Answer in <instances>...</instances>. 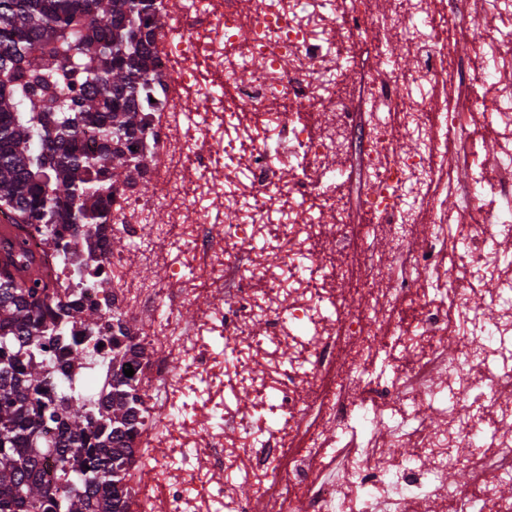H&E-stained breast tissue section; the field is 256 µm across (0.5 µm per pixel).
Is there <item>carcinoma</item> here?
Here are the masks:
<instances>
[{
	"label": "carcinoma",
	"instance_id": "cac0c4a2",
	"mask_svg": "<svg viewBox=\"0 0 512 512\" xmlns=\"http://www.w3.org/2000/svg\"><path fill=\"white\" fill-rule=\"evenodd\" d=\"M149 26L138 0H0V208L26 224L103 219L99 191L129 167ZM74 60L90 92L60 101L50 88L74 77ZM86 131L102 140L94 157L76 151ZM66 308L58 293L0 279V512H125L122 473L144 395L117 372L99 424L77 400L51 437V377L20 360ZM50 450L64 477L55 489L40 467Z\"/></svg>",
	"mask_w": 512,
	"mask_h": 512
}]
</instances>
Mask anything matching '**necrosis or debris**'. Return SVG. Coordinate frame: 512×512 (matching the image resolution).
Instances as JSON below:
<instances>
[{"label":"necrosis or debris","instance_id":"1","mask_svg":"<svg viewBox=\"0 0 512 512\" xmlns=\"http://www.w3.org/2000/svg\"><path fill=\"white\" fill-rule=\"evenodd\" d=\"M336 3L329 10L324 0H148L146 14L158 24L148 91L135 100L140 129L129 140L138 172L108 188V223L77 231L38 224L31 231L47 280L64 288L69 301L98 312L91 329L77 314L64 317L49 348L32 355L59 380L55 407L66 412L75 397L90 409L108 402L116 350L134 369L132 384H150L159 394L145 400L131 440L133 460L123 478L130 512H208L214 486L243 465L256 496L226 498L225 512H348L335 478L310 480L311 450L326 428L353 420L365 428L376 425V414L357 404L364 392L387 401L404 394L432 401L442 394L471 397L478 409L470 415L448 407L439 431L410 434L426 466L388 471L376 465L372 448L347 456L342 470L358 489L360 512H407L410 503L416 512H436L439 503L475 512L477 500L512 512V501L475 472L465 453L489 422L496 428V467L512 465V402L503 398L512 387V302L502 301L503 291L512 288V265L483 249L491 239L512 247V201L488 210L483 223L463 225L479 253L473 264H449L443 278H435L432 268L436 249L410 246L415 224L439 217L438 197L414 189L413 180L434 176L449 161L467 160L463 121L489 83L496 88L491 120L498 144L468 174L493 197L512 182V21L503 20V7L512 0H484L489 22L475 37L468 78L448 61V47L464 27L460 8L440 0H390L384 11L371 0ZM395 24L419 55V67L373 68L359 87L340 82L336 57L380 44ZM201 105L206 112L197 122L193 116ZM231 108L243 114L247 149L228 167L224 114ZM322 112L328 115L324 124L315 119ZM361 112L369 115L360 157L369 185L357 210L365 222L388 227L392 256L408 284L400 303L420 312L414 329L400 334L393 327L400 303L381 301L379 256L357 252L353 274L339 259L354 244L359 225L307 221V208H344L341 191L316 194L313 181L336 153L337 131ZM404 133L418 139L419 149L400 151ZM273 141L280 151H271ZM242 170L243 181L237 178ZM142 180L151 182L150 195L140 194ZM235 186L254 200V213L284 208L287 222L273 234L252 221L214 232L210 214L232 202ZM153 211L167 214L169 238L204 256L211 272L188 288L180 264L166 263L150 291L136 298L121 281L127 263L142 251L141 224ZM258 237L268 238L269 250L284 259L300 251L315 255L313 287L290 286L263 256L244 258V246ZM117 238L129 241L126 253L109 250ZM231 278L241 286L228 295L224 283ZM484 284L490 287L485 320L471 302ZM347 288L364 297V309L346 310ZM190 302L199 312L187 323L179 310ZM308 323L316 326L315 341L287 366L280 351L288 343L284 331ZM215 331L246 348L260 365L259 377L205 342V333ZM116 335L122 338L117 348ZM74 348L82 358H70ZM393 348L407 366L391 384L378 386L366 357ZM201 375L210 381V402L223 400L225 382L246 379L256 399L182 422L173 402ZM271 402L280 416L263 441L249 427L254 412ZM228 424L244 429L238 442L225 440ZM182 426L196 452L197 465L188 471L170 464L176 444L171 434ZM452 470L469 473V480L449 481Z\"/></svg>","mask_w":512,"mask_h":512}]
</instances>
